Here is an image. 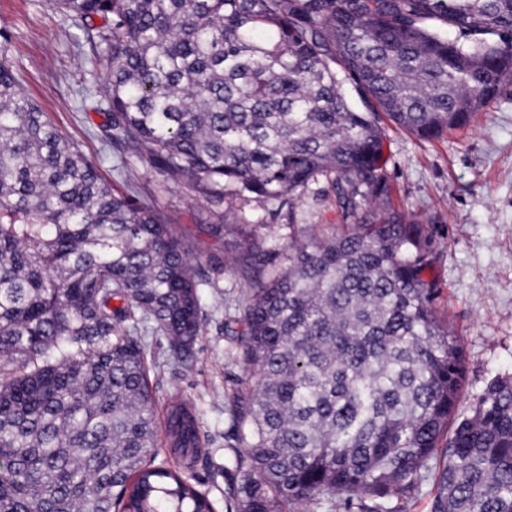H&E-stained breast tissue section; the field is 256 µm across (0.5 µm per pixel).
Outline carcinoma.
Returning <instances> with one entry per match:
<instances>
[{
	"label": "carcinoma",
	"instance_id": "carcinoma-1",
	"mask_svg": "<svg viewBox=\"0 0 512 512\" xmlns=\"http://www.w3.org/2000/svg\"><path fill=\"white\" fill-rule=\"evenodd\" d=\"M51 2L82 31V105L118 169L130 154L231 206L335 194L336 223L288 225L285 266L226 324L252 372L229 409L234 512L403 492L438 455L431 512H512V376L460 410L435 240L391 204L381 126H467L512 80V0ZM276 256L269 239L236 261ZM209 284L154 197L107 183L23 93L1 41L0 512H218L190 475L200 412L157 414L144 342L185 357Z\"/></svg>",
	"mask_w": 512,
	"mask_h": 512
}]
</instances>
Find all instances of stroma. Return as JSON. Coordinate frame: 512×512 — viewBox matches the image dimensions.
I'll return each instance as SVG.
<instances>
[{
  "instance_id": "obj_1",
  "label": "stroma",
  "mask_w": 512,
  "mask_h": 512,
  "mask_svg": "<svg viewBox=\"0 0 512 512\" xmlns=\"http://www.w3.org/2000/svg\"><path fill=\"white\" fill-rule=\"evenodd\" d=\"M0 32L24 93L69 139L100 163L107 181L118 180L112 155L93 134L102 113L82 107L80 90L89 76L74 44L80 31L49 0H0ZM385 173L400 210L425 220L439 242L431 276L435 304L459 337L466 358L460 406L469 409L495 377L512 376V81L477 112L466 129L439 139H422L387 127ZM131 177L154 195L158 206L191 244L194 256L230 258L250 236H273L288 247L292 224H332L331 189L306 192L293 204L257 201L242 216L222 217L220 206L195 198L138 161ZM225 223L223 236L209 234ZM214 285L201 291L202 331L189 362L172 356L163 337L149 338L146 365L157 410L185 399L199 411L210 441L193 476L215 502H223L239 475L233 462L228 404L250 373L241 364L224 324L249 295V282L236 267L208 269ZM424 480L406 493L382 500L386 512H430L437 461Z\"/></svg>"
}]
</instances>
